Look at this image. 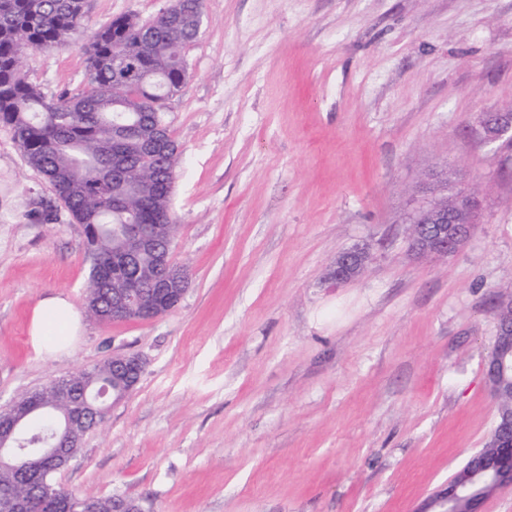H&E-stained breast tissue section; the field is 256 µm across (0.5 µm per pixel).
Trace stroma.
Here are the masks:
<instances>
[{"label": "stroma", "instance_id": "obj_1", "mask_svg": "<svg viewBox=\"0 0 512 512\" xmlns=\"http://www.w3.org/2000/svg\"><path fill=\"white\" fill-rule=\"evenodd\" d=\"M168 0H86V31L30 49L46 99L88 84L89 35ZM187 78L166 102L181 151L160 318L84 314L82 225L0 127V408L118 354L137 385L55 475L142 512H419L485 445L499 301L512 300V149L483 117L512 109V0H205ZM483 196L447 257L408 250L426 172ZM366 271L339 284V252ZM81 331L29 333L44 297ZM79 317L63 296L41 299L33 310L30 334L33 346L40 352L57 353L79 330Z\"/></svg>", "mask_w": 512, "mask_h": 512}]
</instances>
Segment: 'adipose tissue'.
<instances>
[{"label": "adipose tissue", "mask_w": 512, "mask_h": 512, "mask_svg": "<svg viewBox=\"0 0 512 512\" xmlns=\"http://www.w3.org/2000/svg\"><path fill=\"white\" fill-rule=\"evenodd\" d=\"M80 326L79 317L63 296L41 299L33 310L30 334L33 346L41 352H59Z\"/></svg>", "instance_id": "1"}]
</instances>
